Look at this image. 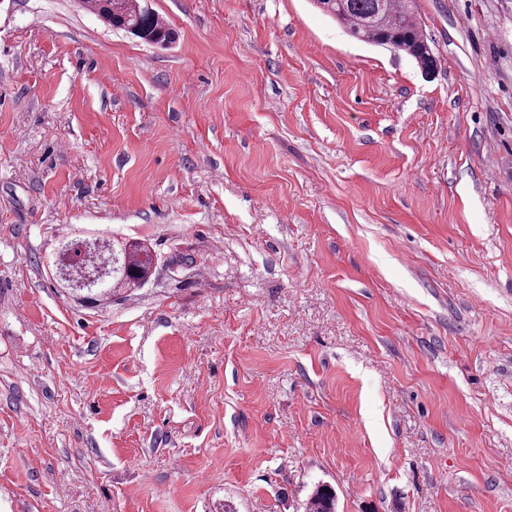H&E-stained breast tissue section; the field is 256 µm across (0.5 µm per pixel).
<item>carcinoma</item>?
<instances>
[{
  "mask_svg": "<svg viewBox=\"0 0 512 512\" xmlns=\"http://www.w3.org/2000/svg\"><path fill=\"white\" fill-rule=\"evenodd\" d=\"M90 10L104 23L131 33L150 44L167 45L175 34L159 21L157 15L139 6L138 0H88ZM322 12L335 19L357 40L376 46H386L410 56L417 65L429 71L436 57L424 36L412 9V0H313ZM150 249L139 241H131L127 255L119 258L120 271L107 288L91 294L90 303L103 305L123 289L133 290L144 285ZM308 512H336V492L321 484L308 499Z\"/></svg>",
  "mask_w": 512,
  "mask_h": 512,
  "instance_id": "1",
  "label": "carcinoma"
}]
</instances>
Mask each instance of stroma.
Here are the masks:
<instances>
[{"label": "stroma", "instance_id": "1", "mask_svg": "<svg viewBox=\"0 0 512 512\" xmlns=\"http://www.w3.org/2000/svg\"><path fill=\"white\" fill-rule=\"evenodd\" d=\"M436 57L310 0H0V512H512V0ZM150 281L62 295L60 239ZM90 10L104 23L131 33L150 44L167 45L175 34L159 21L153 11L140 7L138 0H87ZM328 489V492H325ZM336 511V492L327 485L321 484L316 487L308 499L307 512H335Z\"/></svg>", "mask_w": 512, "mask_h": 512}]
</instances>
